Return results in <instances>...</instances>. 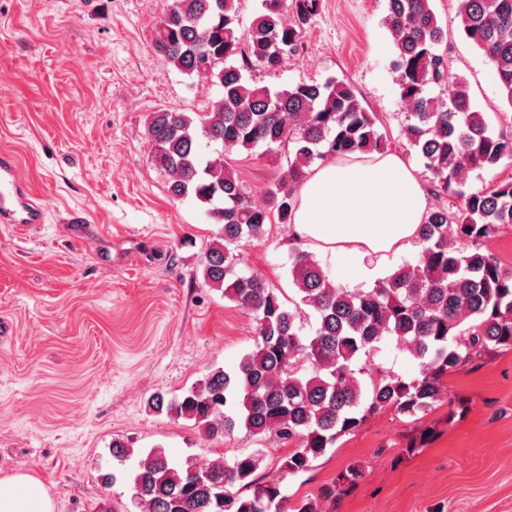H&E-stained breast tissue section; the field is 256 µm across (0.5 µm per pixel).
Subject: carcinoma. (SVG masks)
I'll return each instance as SVG.
<instances>
[{
  "mask_svg": "<svg viewBox=\"0 0 512 512\" xmlns=\"http://www.w3.org/2000/svg\"><path fill=\"white\" fill-rule=\"evenodd\" d=\"M282 0H265L250 28H239L238 0H175L173 15L154 29L153 47L178 71L215 80L219 95L205 112L159 109L148 113L150 162L165 177L168 193L206 207L219 224V239L202 261L205 283L248 311L255 346L233 372L218 369L180 397L155 396L150 406L194 421L210 438L238 429L273 436L290 451L280 472L297 474L387 411L417 418L446 393L448 375L493 353L512 350V270L484 253L480 243L512 226V176L470 192L469 172L492 170L512 159V135L490 130L484 113L456 80L448 99L432 92L447 80L445 33L430 0H387L386 28L395 51L400 99L408 110L404 135L435 178L434 194L453 193L459 205L431 208L420 227L421 255L369 289L340 288L314 255L297 248L291 275L298 299L289 307L257 275L239 270V243L262 238L266 226L289 224L296 188L317 160L384 151L379 119L356 91L336 80L299 83L272 92L248 81L256 67L276 70L296 52L317 0H294L290 22ZM466 38L492 64L503 97L512 106V0H459ZM221 145L214 155L201 141ZM292 147L286 175L252 202L224 153L258 146ZM316 318L306 334L302 308ZM389 337L420 361L419 375L405 379L368 367ZM368 376L365 385L362 376ZM132 453L112 442L116 471L102 475L107 487L123 476L140 512H327L325 504L362 479L353 466L285 510L281 481L256 476L262 454L182 465L152 448L130 470Z\"/></svg>",
  "mask_w": 512,
  "mask_h": 512,
  "instance_id": "obj_1",
  "label": "carcinoma"
}]
</instances>
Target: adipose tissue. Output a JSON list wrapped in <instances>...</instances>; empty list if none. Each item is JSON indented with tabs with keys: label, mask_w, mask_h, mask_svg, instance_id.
<instances>
[{
	"label": "adipose tissue",
	"mask_w": 512,
	"mask_h": 512,
	"mask_svg": "<svg viewBox=\"0 0 512 512\" xmlns=\"http://www.w3.org/2000/svg\"><path fill=\"white\" fill-rule=\"evenodd\" d=\"M427 210L404 156L354 155L313 168L298 188L291 228L303 248L345 257L363 280L418 243ZM0 512H54V504L36 479L18 473L0 478Z\"/></svg>",
	"instance_id": "adipose-tissue-1"
}]
</instances>
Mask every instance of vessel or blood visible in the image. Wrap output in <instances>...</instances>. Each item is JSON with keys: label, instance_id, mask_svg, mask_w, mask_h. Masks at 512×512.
Wrapping results in <instances>:
<instances>
[{"label": "vessel or blood", "instance_id": "obj_1", "mask_svg": "<svg viewBox=\"0 0 512 512\" xmlns=\"http://www.w3.org/2000/svg\"><path fill=\"white\" fill-rule=\"evenodd\" d=\"M44 209L38 204L25 179L20 175L15 156L0 153V223L40 224Z\"/></svg>", "mask_w": 512, "mask_h": 512}]
</instances>
